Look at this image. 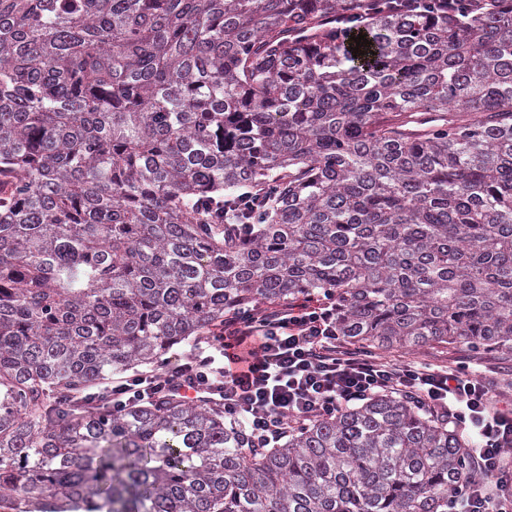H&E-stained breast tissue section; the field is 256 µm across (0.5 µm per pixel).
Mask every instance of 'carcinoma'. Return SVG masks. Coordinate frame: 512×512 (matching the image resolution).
<instances>
[{
  "label": "carcinoma",
  "instance_id": "cac0c4a2",
  "mask_svg": "<svg viewBox=\"0 0 512 512\" xmlns=\"http://www.w3.org/2000/svg\"><path fill=\"white\" fill-rule=\"evenodd\" d=\"M421 2L0 0V512H448L468 440L396 396L261 449L74 402L261 304L512 357V0ZM269 199L270 197L268 194H262L260 192L255 194L252 192H246L232 200L224 199V208L227 209L226 213L228 209L240 210L243 212H255L264 208Z\"/></svg>",
  "mask_w": 512,
  "mask_h": 512
}]
</instances>
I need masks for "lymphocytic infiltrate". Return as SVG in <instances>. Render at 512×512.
I'll use <instances>...</instances> for the list:
<instances>
[{
  "label": "lymphocytic infiltrate",
  "instance_id": "f902f5d3",
  "mask_svg": "<svg viewBox=\"0 0 512 512\" xmlns=\"http://www.w3.org/2000/svg\"><path fill=\"white\" fill-rule=\"evenodd\" d=\"M100 394L118 411L169 398L221 406L243 422L252 448L277 443L289 425L394 394L475 438L467 453L476 477L452 493L449 512H512V392L464 362L435 368L351 349L324 305L227 316L195 341L184 363L114 379Z\"/></svg>",
  "mask_w": 512,
  "mask_h": 512
}]
</instances>
